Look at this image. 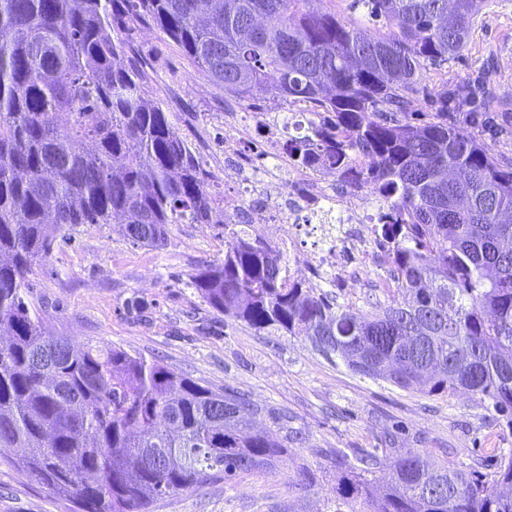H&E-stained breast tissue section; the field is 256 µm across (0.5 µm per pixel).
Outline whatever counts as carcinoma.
Here are the masks:
<instances>
[{"label":"carcinoma","mask_w":512,"mask_h":512,"mask_svg":"<svg viewBox=\"0 0 512 512\" xmlns=\"http://www.w3.org/2000/svg\"><path fill=\"white\" fill-rule=\"evenodd\" d=\"M155 24L215 86L239 99L264 89L313 105L309 134L288 157L375 186L390 240L387 303L362 314L291 273L249 224L224 225V260L199 268L203 302L261 332L302 337L351 371L424 395L463 389L512 413V160L469 127L389 124L411 110L403 91L425 64L458 56L485 0H364L387 36L315 12L311 0H0V447L13 464L80 512H150L214 479L233 482L288 461V444L252 430L255 405L164 363L105 343L74 349L32 318L25 296L57 235L76 224H122L161 249L170 225L208 224L216 200L198 159L152 96L123 41L116 2ZM68 116L57 125L53 116ZM398 361L396 371L376 372ZM387 449L340 470L336 512H512V451L490 474L462 473L418 451L399 457L376 493ZM310 486L305 466L287 476Z\"/></svg>","instance_id":"carcinoma-1"}]
</instances>
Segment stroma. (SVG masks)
<instances>
[{"label":"stroma","mask_w":512,"mask_h":512,"mask_svg":"<svg viewBox=\"0 0 512 512\" xmlns=\"http://www.w3.org/2000/svg\"><path fill=\"white\" fill-rule=\"evenodd\" d=\"M311 9L336 13L344 23L385 34V20L370 21L362 0H312ZM132 49L145 81L178 136L201 163L205 188L217 197L240 187L224 176V137L236 132V113L272 107L263 91L246 100L216 88L163 32L129 21L113 31ZM479 82L492 102L473 134L499 159H512V0H488L460 56L425 65L407 95L412 120L427 119L444 90ZM224 258V209L208 224L172 225L161 249L132 244L118 224L66 229L30 277V312L45 333L68 336L74 346L100 341L131 354L162 360L212 388H231L258 405L255 427L272 429L268 413L288 412V465L308 464L311 490L289 489L283 475L241 474L235 485L217 480L160 500L152 512H336L338 472L325 454L354 455L380 447L392 435L397 454L426 453L463 472H492L500 449H512V428L478 396H427L352 372L329 361L308 341L278 331L255 332L214 311L191 277L199 266ZM382 256L371 252L366 284L338 277L317 286L335 303L378 313L387 300L374 283ZM12 448H0V512H74L46 485L8 466Z\"/></svg>","instance_id":"obj_1"}]
</instances>
